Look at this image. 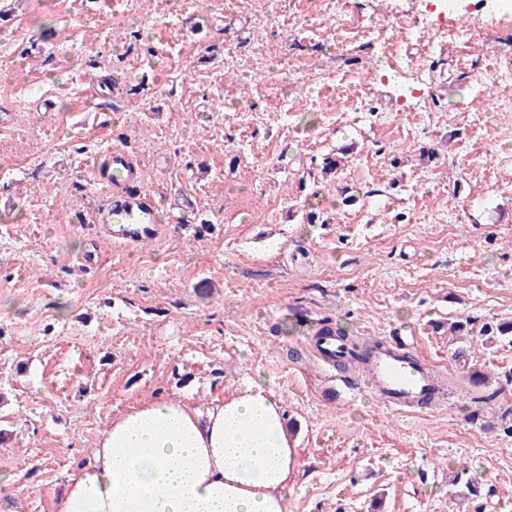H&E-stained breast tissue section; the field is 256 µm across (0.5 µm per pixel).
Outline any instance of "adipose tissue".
I'll use <instances>...</instances> for the list:
<instances>
[{"mask_svg":"<svg viewBox=\"0 0 512 512\" xmlns=\"http://www.w3.org/2000/svg\"><path fill=\"white\" fill-rule=\"evenodd\" d=\"M299 467L262 383L202 411L158 398L113 419L55 512H288Z\"/></svg>","mask_w":512,"mask_h":512,"instance_id":"ef3b65f1","label":"adipose tissue"}]
</instances>
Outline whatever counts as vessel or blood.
<instances>
[{"instance_id":"1","label":"vessel or blood","mask_w":512,"mask_h":512,"mask_svg":"<svg viewBox=\"0 0 512 512\" xmlns=\"http://www.w3.org/2000/svg\"><path fill=\"white\" fill-rule=\"evenodd\" d=\"M112 182L121 186L120 207L107 211L104 219L113 224V238L124 246H134L158 238L161 227L157 222L158 203L136 177L127 175L128 155L124 149L111 151ZM405 337L395 336L382 341L371 356L363 375L364 382L382 403L398 411L420 408L424 404L443 405V397L433 394L437 372L427 360L411 357ZM318 358L327 366L344 363L348 352L341 340L326 337L316 345Z\"/></svg>"}]
</instances>
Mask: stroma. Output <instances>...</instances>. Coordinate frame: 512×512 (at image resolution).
<instances>
[{
  "label": "stroma",
  "mask_w": 512,
  "mask_h": 512,
  "mask_svg": "<svg viewBox=\"0 0 512 512\" xmlns=\"http://www.w3.org/2000/svg\"><path fill=\"white\" fill-rule=\"evenodd\" d=\"M391 7L0 0L8 512H54L128 408L203 410L259 378L301 460L289 512H512V343L491 331L512 321V29L443 44ZM331 70L350 75L334 92L315 79ZM305 98L320 112L284 111ZM115 147L162 193L158 242L118 246L92 220ZM323 318L366 340L403 328L447 406L326 401Z\"/></svg>",
  "instance_id": "stroma-1"
}]
</instances>
